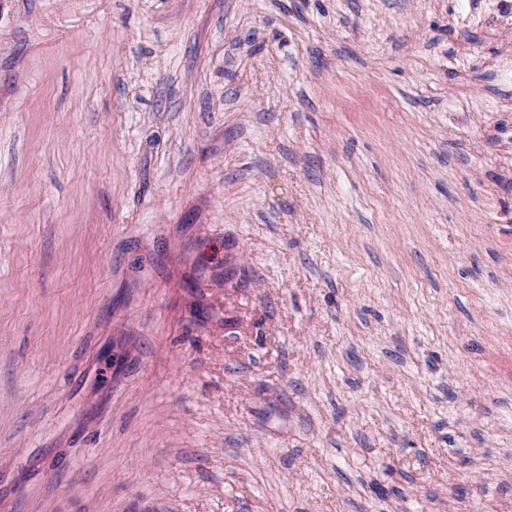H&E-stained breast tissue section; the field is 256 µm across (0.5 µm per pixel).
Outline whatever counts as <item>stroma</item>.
<instances>
[{"instance_id": "1", "label": "stroma", "mask_w": 512, "mask_h": 512, "mask_svg": "<svg viewBox=\"0 0 512 512\" xmlns=\"http://www.w3.org/2000/svg\"><path fill=\"white\" fill-rule=\"evenodd\" d=\"M507 166L487 0H0V512H512Z\"/></svg>"}]
</instances>
